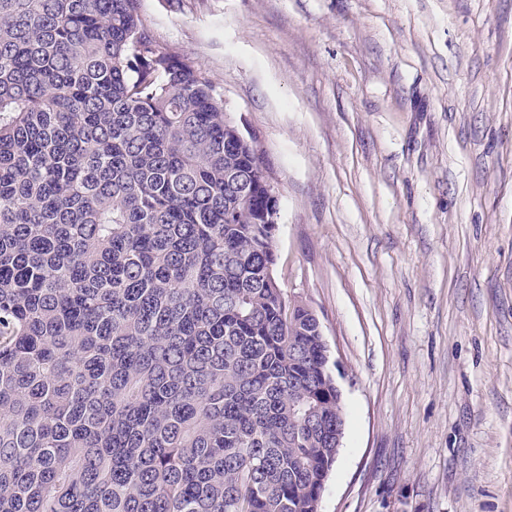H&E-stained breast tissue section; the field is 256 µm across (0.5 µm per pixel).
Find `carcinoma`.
I'll return each instance as SVG.
<instances>
[{
    "label": "carcinoma",
    "instance_id": "carcinoma-1",
    "mask_svg": "<svg viewBox=\"0 0 512 512\" xmlns=\"http://www.w3.org/2000/svg\"><path fill=\"white\" fill-rule=\"evenodd\" d=\"M260 173L141 0H0V512H312L343 407Z\"/></svg>",
    "mask_w": 512,
    "mask_h": 512
}]
</instances>
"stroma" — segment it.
Listing matches in <instances>:
<instances>
[{
  "label": "stroma",
  "mask_w": 512,
  "mask_h": 512,
  "mask_svg": "<svg viewBox=\"0 0 512 512\" xmlns=\"http://www.w3.org/2000/svg\"><path fill=\"white\" fill-rule=\"evenodd\" d=\"M256 133L345 435L319 512H512V0H143Z\"/></svg>",
  "instance_id": "obj_1"
}]
</instances>
